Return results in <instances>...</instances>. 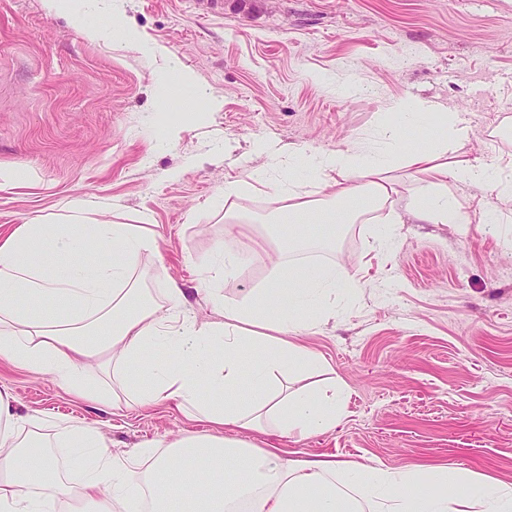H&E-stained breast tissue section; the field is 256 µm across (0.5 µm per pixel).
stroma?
I'll return each instance as SVG.
<instances>
[{
    "mask_svg": "<svg viewBox=\"0 0 512 512\" xmlns=\"http://www.w3.org/2000/svg\"><path fill=\"white\" fill-rule=\"evenodd\" d=\"M248 13L201 0H0V236L22 223L74 219L154 225L142 258L148 287L184 288L198 322L219 315L202 272L229 251L224 296H247L268 272L256 235L281 215L268 152L374 147L380 112L397 99L462 113L467 134L448 154H512V0H253ZM133 27L135 47L114 33ZM219 105L186 111L171 65ZM361 86L347 96L341 84ZM402 193L342 225L305 260L345 261L361 276L330 296L329 315L301 341L347 396L336 428L305 438L244 432L258 448L295 458L470 470L512 483V200L498 223L397 224L422 183L404 167ZM230 184L247 185L226 196ZM251 235L224 239V215ZM14 411L97 427L120 454L206 423L159 403L99 411L56 379L0 364Z\"/></svg>",
    "mask_w": 512,
    "mask_h": 512,
    "instance_id": "1",
    "label": "stroma"
}]
</instances>
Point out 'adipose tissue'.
Instances as JSON below:
<instances>
[{"label": "adipose tissue", "instance_id": "ef3b65f1", "mask_svg": "<svg viewBox=\"0 0 512 512\" xmlns=\"http://www.w3.org/2000/svg\"><path fill=\"white\" fill-rule=\"evenodd\" d=\"M467 133L458 114L421 100L392 105L383 122L384 148L361 153L301 151L272 158L275 185L287 200V234L264 233L268 275L239 301L216 288L219 264L204 281L222 319L197 323L183 310L185 294L163 288L150 301L142 256L155 250L150 224H21L0 241V359L50 374L76 395L108 408L168 402L210 424L163 451L136 448L112 454L102 435L80 422L63 432V445L95 458L91 469L59 476L53 440L42 419L17 415L0 392V512H512V485L464 470L435 466L389 468L331 459L297 460L281 449L231 439L249 430L304 438L345 417L343 393L288 390L280 384L322 364L299 340L325 317L332 293H354L359 281L340 264H303L295 256L313 239L301 224L317 216L330 228L356 223L366 207L383 206L398 188L387 176L396 163L425 185L406 211L415 224H467L471 218L449 182L481 190L478 219L498 220L496 163L446 156L449 137ZM322 186L328 204L300 192ZM90 371L111 373L112 389L85 388ZM38 468H30L29 455Z\"/></svg>", "mask_w": 512, "mask_h": 512}]
</instances>
